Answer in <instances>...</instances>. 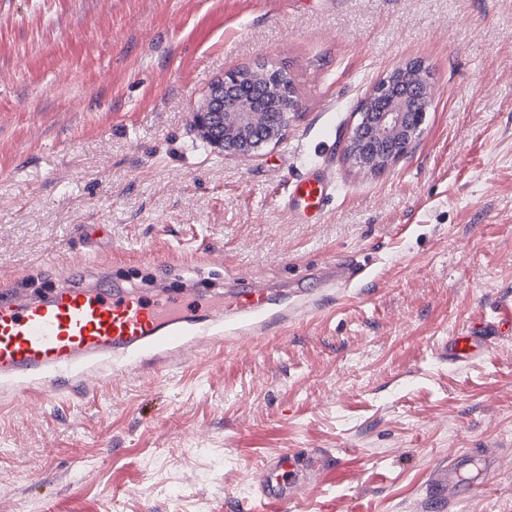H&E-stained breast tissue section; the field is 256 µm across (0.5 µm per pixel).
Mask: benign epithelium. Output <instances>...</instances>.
I'll return each mask as SVG.
<instances>
[{
	"label": "benign epithelium",
	"mask_w": 512,
	"mask_h": 512,
	"mask_svg": "<svg viewBox=\"0 0 512 512\" xmlns=\"http://www.w3.org/2000/svg\"><path fill=\"white\" fill-rule=\"evenodd\" d=\"M435 93L423 62L395 67L361 101L346 158L367 173L388 169L421 134ZM297 108V89L286 71L247 66L224 73L211 85L191 112V126L224 154L251 157L284 137Z\"/></svg>",
	"instance_id": "benign-epithelium-1"
}]
</instances>
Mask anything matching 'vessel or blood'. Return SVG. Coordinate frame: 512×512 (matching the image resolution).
Wrapping results in <instances>:
<instances>
[{
  "label": "vessel or blood",
  "instance_id": "1",
  "mask_svg": "<svg viewBox=\"0 0 512 512\" xmlns=\"http://www.w3.org/2000/svg\"><path fill=\"white\" fill-rule=\"evenodd\" d=\"M332 184L319 176L297 181L291 195L305 208L318 209L331 194ZM87 272L74 266L65 286L37 298L21 290L0 292V377L45 376L54 388L67 386L73 370L90 361L115 354L133 355L145 348L160 353H185L182 338L192 329L207 332L224 316V300H202L199 294L159 295L142 289L113 287L109 277L87 285ZM243 307L254 315L251 333L272 322L287 321L284 312L272 311L264 295L245 296ZM512 320V306L482 317L469 329L450 336L441 352L453 364L483 354L504 322ZM323 451L299 455L286 451L265 460L255 485L261 512H287L299 490L312 483L330 465ZM468 454L438 467L426 489L434 505L459 497L471 483L464 472Z\"/></svg>",
  "mask_w": 512,
  "mask_h": 512
}]
</instances>
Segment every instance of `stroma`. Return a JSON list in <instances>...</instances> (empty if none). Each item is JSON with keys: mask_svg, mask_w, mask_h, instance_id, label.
<instances>
[{"mask_svg": "<svg viewBox=\"0 0 512 512\" xmlns=\"http://www.w3.org/2000/svg\"><path fill=\"white\" fill-rule=\"evenodd\" d=\"M412 60L436 85L423 131L361 172L358 105ZM263 62L297 113L224 155L191 110ZM310 172L335 183L317 212L291 196ZM352 257L369 277L333 287ZM77 264L308 316L158 372L98 361L88 393L0 379V512H251L265 457L307 448L336 462L298 512H431L435 465L472 448L495 467L444 512H512V337L437 358L512 305V0H0V289ZM512 306L502 307L496 314L486 315L469 329L448 336L440 354L442 360L453 364L467 363L483 354L498 338V330L504 322L512 323ZM511 320V321H510Z\"/></svg>", "mask_w": 512, "mask_h": 512, "instance_id": "35a3bbf8", "label": "stroma"}]
</instances>
